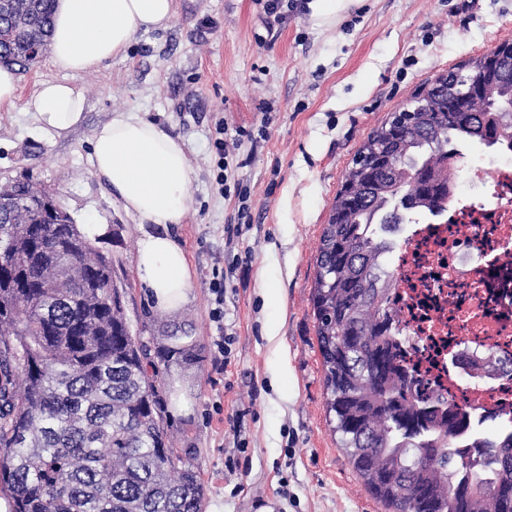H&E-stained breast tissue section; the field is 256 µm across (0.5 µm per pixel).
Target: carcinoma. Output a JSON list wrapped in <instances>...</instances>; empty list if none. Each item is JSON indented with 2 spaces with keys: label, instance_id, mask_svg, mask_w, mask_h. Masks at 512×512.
I'll use <instances>...</instances> for the list:
<instances>
[{
  "label": "carcinoma",
  "instance_id": "obj_1",
  "mask_svg": "<svg viewBox=\"0 0 512 512\" xmlns=\"http://www.w3.org/2000/svg\"><path fill=\"white\" fill-rule=\"evenodd\" d=\"M0 0V64L25 72L49 42L55 0L25 14ZM391 114L352 161L324 225L312 294L326 409L354 469L392 512H512V429H475L470 414L417 388L398 320L384 233L448 204L463 141L497 143L512 130V41L460 65ZM12 205L28 223L0 226L13 262L0 271V485L13 512H202L195 449L165 427L159 371L132 335L115 261L79 224H46L28 181ZM157 352L190 364L197 345L169 337Z\"/></svg>",
  "mask_w": 512,
  "mask_h": 512
}]
</instances>
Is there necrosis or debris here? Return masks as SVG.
I'll return each mask as SVG.
<instances>
[{"mask_svg": "<svg viewBox=\"0 0 512 512\" xmlns=\"http://www.w3.org/2000/svg\"><path fill=\"white\" fill-rule=\"evenodd\" d=\"M451 188L447 207L404 227L388 297L414 360L434 362L432 388L465 410L512 412V144ZM495 347L497 369L473 379L470 361Z\"/></svg>", "mask_w": 512, "mask_h": 512, "instance_id": "1", "label": "necrosis or debris"}]
</instances>
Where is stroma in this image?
Masks as SVG:
<instances>
[{
    "label": "stroma",
    "mask_w": 512,
    "mask_h": 512,
    "mask_svg": "<svg viewBox=\"0 0 512 512\" xmlns=\"http://www.w3.org/2000/svg\"><path fill=\"white\" fill-rule=\"evenodd\" d=\"M176 11L168 28L138 33L125 54L74 77L86 99L80 126L48 138L20 108L0 109V182L53 193L97 238L117 262L131 331L150 350L195 338L198 362L160 375L168 430L196 452L204 512H387L326 412L311 301L319 240L369 134L436 74L512 41V0H351L328 25L299 0L265 45L258 0H176ZM262 100L273 105L265 140L243 141L229 159L253 203L251 227L232 239L237 209L216 181L215 125L251 127ZM116 110L182 138L194 170L190 209L170 227L188 254L192 295L173 315L155 310L140 284L137 219L89 165L94 132ZM247 249L252 263L224 296L235 342L221 371L210 283ZM269 287L281 305L267 302Z\"/></svg>",
    "instance_id": "1"
}]
</instances>
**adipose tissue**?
<instances>
[{
  "label": "adipose tissue",
  "mask_w": 512,
  "mask_h": 512,
  "mask_svg": "<svg viewBox=\"0 0 512 512\" xmlns=\"http://www.w3.org/2000/svg\"><path fill=\"white\" fill-rule=\"evenodd\" d=\"M175 16V0H56L55 76L23 98L16 72L0 66V107H21L45 136L73 129L84 119L86 100L71 76L99 69L124 54L138 32L167 28ZM89 163L140 222L136 260L149 301L165 313L181 310L191 297L192 276L170 227L182 223L190 207L193 170L184 141L137 112L118 110L96 129Z\"/></svg>",
  "instance_id": "adipose-tissue-1"
}]
</instances>
